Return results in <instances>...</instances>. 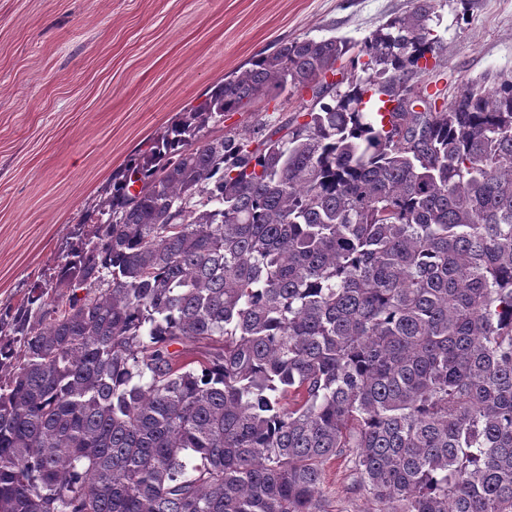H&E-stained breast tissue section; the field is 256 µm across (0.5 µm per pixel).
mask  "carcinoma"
Listing matches in <instances>:
<instances>
[{
    "label": "carcinoma",
    "mask_w": 512,
    "mask_h": 512,
    "mask_svg": "<svg viewBox=\"0 0 512 512\" xmlns=\"http://www.w3.org/2000/svg\"><path fill=\"white\" fill-rule=\"evenodd\" d=\"M436 9L253 58L122 171L59 265L84 295L0 339V512H326L343 456L378 512H512V71L400 108L438 99ZM312 97L310 89L293 92L288 96L276 99L265 98L247 109L239 112H229L224 115V132L235 130L245 136H253L257 132L259 122L275 123L277 118L290 116L299 112L303 104H309Z\"/></svg>",
    "instance_id": "cac0c4a2"
}]
</instances>
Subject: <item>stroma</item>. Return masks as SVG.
Masks as SVG:
<instances>
[{
	"mask_svg": "<svg viewBox=\"0 0 512 512\" xmlns=\"http://www.w3.org/2000/svg\"><path fill=\"white\" fill-rule=\"evenodd\" d=\"M409 0H0V322L51 284L113 177L184 109L278 44L364 39ZM448 52L420 84L453 100L512 70V0L441 5ZM311 90L224 116L250 136L309 103ZM349 462L326 466L329 512H375Z\"/></svg>",
	"mask_w": 512,
	"mask_h": 512,
	"instance_id": "1",
	"label": "stroma"
}]
</instances>
